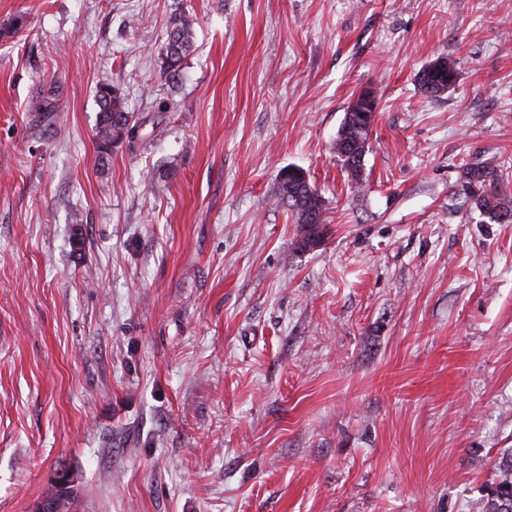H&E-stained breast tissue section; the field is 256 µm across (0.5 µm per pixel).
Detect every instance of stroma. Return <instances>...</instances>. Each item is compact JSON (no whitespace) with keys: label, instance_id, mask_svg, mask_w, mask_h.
<instances>
[{"label":"stroma","instance_id":"35a3bbf8","mask_svg":"<svg viewBox=\"0 0 512 512\" xmlns=\"http://www.w3.org/2000/svg\"><path fill=\"white\" fill-rule=\"evenodd\" d=\"M105 84L142 126L102 161ZM365 89L355 180L334 145ZM464 163L512 165V0H0V512L61 471L64 512H482L512 224ZM291 165L326 205L304 251ZM193 47L191 25L180 16L175 19L168 34L164 64L169 72H175ZM461 168L458 192L472 199L481 215L486 216L490 222L511 224L512 219L502 220L503 216L512 217V199L511 193H508L509 180L467 164Z\"/></svg>","mask_w":512,"mask_h":512}]
</instances>
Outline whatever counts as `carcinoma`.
Masks as SVG:
<instances>
[{
	"label": "carcinoma",
	"mask_w": 512,
	"mask_h": 512,
	"mask_svg": "<svg viewBox=\"0 0 512 512\" xmlns=\"http://www.w3.org/2000/svg\"><path fill=\"white\" fill-rule=\"evenodd\" d=\"M193 47L191 25L184 17L174 20L168 34L164 64L170 72H175ZM420 88L430 97L442 93L443 77L437 72H429L419 77ZM98 114L94 140L99 159L106 160L112 148L121 144L123 133H128L127 143L137 140L139 124L133 113L128 111L124 95L118 88L103 85L97 91ZM30 110L51 113L57 111L56 99L38 95L31 99ZM512 183L478 167L462 166L460 176L461 192L474 201L475 207L489 221L503 223L502 217H512V194L508 193ZM274 203L286 206L292 211L296 223L300 224L299 245L313 248L321 241L325 224V203L319 192L309 181L299 183L293 178L279 182L276 186ZM512 505V448L500 453L494 479L487 485L484 512H505L504 504Z\"/></svg>",
	"instance_id": "1"
}]
</instances>
